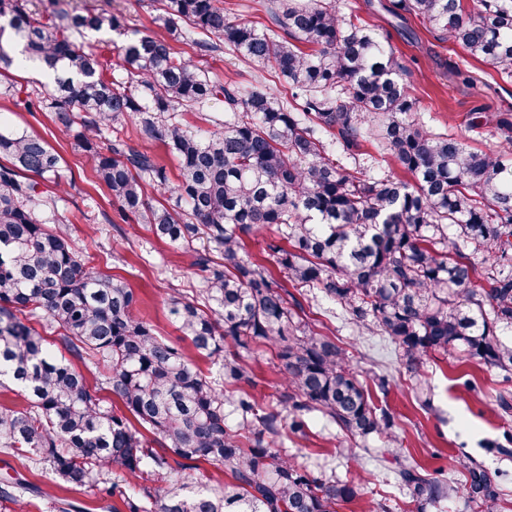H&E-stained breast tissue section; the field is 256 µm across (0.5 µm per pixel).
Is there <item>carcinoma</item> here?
Masks as SVG:
<instances>
[{
    "instance_id": "1",
    "label": "carcinoma",
    "mask_w": 512,
    "mask_h": 512,
    "mask_svg": "<svg viewBox=\"0 0 512 512\" xmlns=\"http://www.w3.org/2000/svg\"><path fill=\"white\" fill-rule=\"evenodd\" d=\"M152 2L165 36L128 35L110 14L40 15L28 0H0V74L34 65L53 75L55 93H27L25 109L52 113L63 132L80 127L77 143L95 156L96 179L121 213L173 244L202 232L220 253L219 263L205 252L195 260L209 311L171 298L185 338L219 376L204 374L137 318L138 293L90 266L66 225L56 218L47 226L50 199L39 180L58 172L61 156L41 135L0 122V157L9 161L0 165V385L11 382L29 401L25 409L0 404V448L72 488L97 486L113 469L151 481L143 492L156 512H336L362 495V481L314 476L274 447L268 437L281 413L245 391L226 395L253 379L225 346L275 347L295 430L312 409L354 438L390 436L393 422L346 351L295 320L288 292L248 255L246 240L275 228L286 242L272 247L283 277L318 289L359 329L388 337L414 372L429 352L509 370L512 346L497 330L512 328V160L427 128L388 41L337 14L330 0H269L272 25L262 27L231 20L223 0ZM470 2L396 0V8L512 78V4ZM195 29L215 38L205 50L227 48L278 71L288 94L212 80L171 46ZM102 31L125 36V80L107 77L79 43ZM218 96L224 119L207 128L177 120ZM126 120L177 157L172 191L185 210L148 198L146 186L169 181L152 154L119 137L100 146L103 130ZM326 136L348 151L364 136L374 140L410 179L343 164ZM36 317L58 332V343L31 325ZM90 358L106 369L98 386L73 364ZM100 389L120 408L104 405ZM227 405L241 418L238 431L225 424ZM199 461L224 468L231 489L169 478L174 467ZM457 467L467 497L481 512H498L483 467L470 456ZM396 475L421 505L448 495L447 484L417 464H399Z\"/></svg>"
}]
</instances>
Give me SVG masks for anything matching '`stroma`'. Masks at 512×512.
Instances as JSON below:
<instances>
[{
    "label": "stroma",
    "instance_id": "obj_1",
    "mask_svg": "<svg viewBox=\"0 0 512 512\" xmlns=\"http://www.w3.org/2000/svg\"><path fill=\"white\" fill-rule=\"evenodd\" d=\"M332 2L340 15L358 16L387 38L427 127L465 135L468 145L477 149L504 146L498 125L512 122V78H501L491 65L473 59L439 33L426 31L413 16L396 13L395 0ZM29 6L43 14L57 8L72 13L104 11L119 17L129 29L148 34L157 30L152 9L141 0H30ZM174 48L215 80L282 94L288 90L273 69L256 70L234 52H207L189 40L176 41ZM9 81L15 92L0 95V116L14 127L43 135L61 156L57 176L44 189L55 196L57 215L66 220L91 265L125 278L141 298L139 317L203 373L214 372V365L194 350L170 313L171 297L196 299L203 286L193 260L206 248V240L176 246L125 218L108 189L95 179L93 156L77 146L73 134L58 131L49 112H29L20 104V91L34 84L49 94L52 83L22 70L12 71ZM289 302L314 333L347 350L375 404L394 422L390 439L349 438L316 410L307 414L305 431L295 432L281 423L275 445L303 468L343 480L358 472L366 477L361 498L342 505L338 512H376L380 507L385 512H478L460 491L419 509L395 474L398 462L411 456L426 473H440L460 488L466 477L456 469L455 460L461 455L482 463L498 485L500 512H512V373L489 371L432 352L414 374L394 343L358 330L341 305L309 288L292 289ZM241 359L254 374L251 394L283 410V379L274 352L255 346ZM380 375L390 381L388 392L377 386ZM419 380L428 386L429 405H421L413 393ZM20 485L25 488L21 505L0 497V512H129L121 496L106 495L96 487L60 485L41 466L0 448V494L14 492Z\"/></svg>",
    "mask_w": 512,
    "mask_h": 512
}]
</instances>
